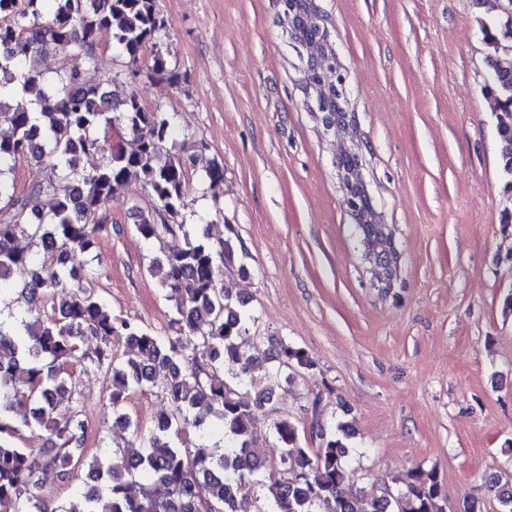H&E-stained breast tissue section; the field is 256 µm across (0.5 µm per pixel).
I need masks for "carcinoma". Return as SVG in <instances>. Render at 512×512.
<instances>
[{
    "label": "carcinoma",
    "mask_w": 512,
    "mask_h": 512,
    "mask_svg": "<svg viewBox=\"0 0 512 512\" xmlns=\"http://www.w3.org/2000/svg\"><path fill=\"white\" fill-rule=\"evenodd\" d=\"M42 0H0V124L11 135L0 138V294L16 268L30 280L18 291L25 302L21 329L0 327V512H200L207 503L220 512H242L246 479L269 472L266 512H446V498L433 471H416L398 498L344 491L349 437L327 434L320 420L312 433L317 448L303 446L294 423L274 422L271 436L282 453L269 464L263 441L254 432V412L271 403L276 388L293 379L289 369L307 368L304 352L285 341L277 343L278 365L266 367L244 348L256 317L247 309L246 292L224 285L223 266L232 264L235 228L229 237L212 242L205 229L183 222L188 173L197 162L166 148L171 134L167 114L145 109L135 97L118 101L103 82L80 70H66L58 83L44 79L39 58L51 44L65 53L92 55L96 34L112 41L131 59L153 42L163 26L157 0H54V12L43 17ZM487 42L504 56L488 60L493 76L482 90L498 103L496 131L502 170L512 185V18L502 27L483 25ZM322 39L319 29L305 26L294 41L298 53ZM323 116L336 117L343 95L318 85ZM30 97L31 108L18 109L5 98ZM137 141V149H106L97 135L114 124ZM109 152L87 170L78 156ZM28 160L49 166L55 174L16 195L9 177L16 163ZM338 165L356 175L359 154L344 152ZM131 180H139L150 207L137 208V232L160 244L148 268L167 291L179 324L178 336H159L136 322L112 314L98 298L74 291L76 284L98 270L77 264L102 230V211ZM56 201L52 214L41 213L42 199ZM28 235L52 242L33 253L17 244ZM202 340V353L188 354L183 337ZM132 346L117 360L112 340ZM91 340L89 351L81 345ZM72 361L111 373L112 426L131 427L120 405L130 392L155 387L165 371L161 395L167 407L139 442L112 450L88 464L78 495L56 509L37 496L40 475L62 480L80 467L87 422L76 406L61 409L59 397H75L65 370ZM214 416L222 423L214 442L187 438V425L204 424ZM38 435L37 448L13 441L20 428ZM503 512H512V485L494 475Z\"/></svg>",
    "instance_id": "cac0c4a2"
}]
</instances>
